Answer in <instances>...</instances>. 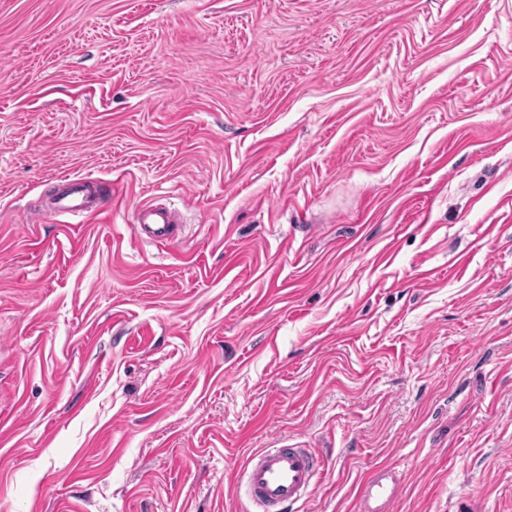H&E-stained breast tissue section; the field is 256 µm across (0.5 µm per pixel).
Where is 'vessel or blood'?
I'll list each match as a JSON object with an SVG mask.
<instances>
[{
    "mask_svg": "<svg viewBox=\"0 0 512 512\" xmlns=\"http://www.w3.org/2000/svg\"><path fill=\"white\" fill-rule=\"evenodd\" d=\"M92 179L64 177L63 190L49 206L50 213L95 214L99 197ZM135 231L157 242L173 240L178 225L173 213L149 203L134 210ZM321 453L314 448H265L252 454L244 467L245 490L256 512H281L284 505L305 499L320 475ZM400 479L388 467L377 470L358 489L359 512H390Z\"/></svg>",
    "mask_w": 512,
    "mask_h": 512,
    "instance_id": "vessel-or-blood-1",
    "label": "vessel or blood"
}]
</instances>
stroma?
I'll use <instances>...</instances> for the list:
<instances>
[{
    "instance_id": "stroma-1",
    "label": "stroma",
    "mask_w": 512,
    "mask_h": 512,
    "mask_svg": "<svg viewBox=\"0 0 512 512\" xmlns=\"http://www.w3.org/2000/svg\"><path fill=\"white\" fill-rule=\"evenodd\" d=\"M284 445L293 512H512V0H0V512H252ZM63 190L44 213H82L91 216L99 210V196L91 191L94 179L73 176L64 177ZM135 231L157 242L172 241L178 233L179 226L173 213L167 208L143 203L134 210ZM321 457L315 448H264L252 454L242 475L255 512L281 511L306 499L320 475ZM399 485L400 479L393 469L380 468L365 480L358 489L359 511H391L392 502L397 498Z\"/></svg>"
}]
</instances>
